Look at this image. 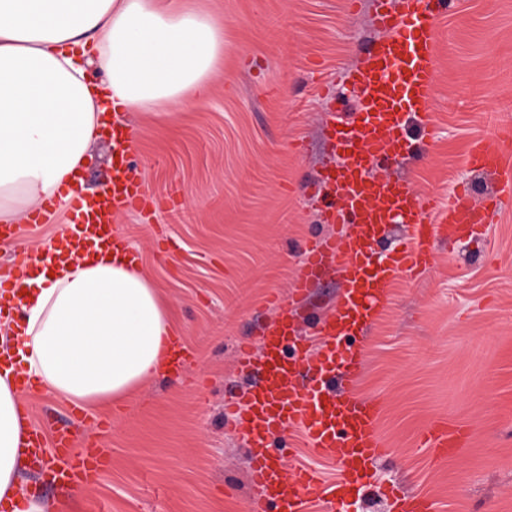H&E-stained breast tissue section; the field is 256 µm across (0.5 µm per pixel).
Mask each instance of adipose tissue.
<instances>
[{
    "label": "adipose tissue",
    "instance_id": "1",
    "mask_svg": "<svg viewBox=\"0 0 512 512\" xmlns=\"http://www.w3.org/2000/svg\"><path fill=\"white\" fill-rule=\"evenodd\" d=\"M223 67V25L184 0H0V222L48 201L71 208L106 112L208 100ZM54 249L49 238L30 252L18 317L0 323V501L14 512L60 508L20 480L22 393L125 409L178 334L138 263L102 250L59 264Z\"/></svg>",
    "mask_w": 512,
    "mask_h": 512
}]
</instances>
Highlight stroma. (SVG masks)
Returning a JSON list of instances; mask_svg holds the SVG:
<instances>
[{
	"instance_id": "stroma-1",
	"label": "stroma",
	"mask_w": 512,
	"mask_h": 512,
	"mask_svg": "<svg viewBox=\"0 0 512 512\" xmlns=\"http://www.w3.org/2000/svg\"><path fill=\"white\" fill-rule=\"evenodd\" d=\"M224 25V68L208 101L170 117L130 115L129 157L155 208L117 217L139 263L161 289L194 354L181 374L146 383L128 411L100 413L103 430L77 424L65 400L35 395L45 433L79 426L109 462L81 489L79 512H252L246 442L226 416L227 394L248 387L237 355L291 299L301 246L335 234L309 190L334 165L332 108L357 111L345 83L377 38L373 0H187ZM432 142L421 161L393 167L423 196L473 201L495 191L473 171L469 147L512 138V0H455L437 25ZM432 267L396 277L365 336L357 392L381 406L390 450L375 465L365 512H386L395 487L426 494L436 512H512V195L484 240L439 239ZM324 269L292 301L301 337L336 306ZM470 428L468 446L437 460L422 446L435 421Z\"/></svg>"
}]
</instances>
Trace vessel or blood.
Segmentation results:
<instances>
[{
  "instance_id": "vessel-or-blood-1",
  "label": "vessel or blood",
  "mask_w": 512,
  "mask_h": 512,
  "mask_svg": "<svg viewBox=\"0 0 512 512\" xmlns=\"http://www.w3.org/2000/svg\"><path fill=\"white\" fill-rule=\"evenodd\" d=\"M450 0H374L373 22L380 35L360 63L347 73L359 96V110L344 122L330 121L329 141L335 166L319 184L326 193L328 223H350L343 236L311 242L292 291L306 294L323 267H335L340 291L335 310L315 324L317 344L296 337L288 311L260 337L261 358L241 349L238 367L251 385L232 402L250 455L253 512H308L311 502L325 507L357 499L366 479L387 448L378 429L376 402L358 398L355 388L362 365V342L379 315L389 284L401 274L415 275L436 259L434 237L453 234L460 240L484 235L492 213L502 205L500 194L484 205L458 195L448 205L417 194L402 176L386 168L416 152L411 128L429 129L428 100L437 78L436 20L446 15ZM112 190L80 200L86 222L80 236L59 245L58 260L88 254L100 247L125 250L127 240L111 222L141 195L139 179L129 166L124 133L112 129ZM470 167L512 183V157L497 142L475 141ZM406 237L392 245L393 225ZM298 429L315 457L336 462L338 475L327 481L314 469L287 468L271 449L274 434ZM468 432L446 422L425 432L424 447L442 457L464 448ZM52 443L63 486L90 483L106 465L100 450L77 451L70 430L58 429Z\"/></svg>"
}]
</instances>
